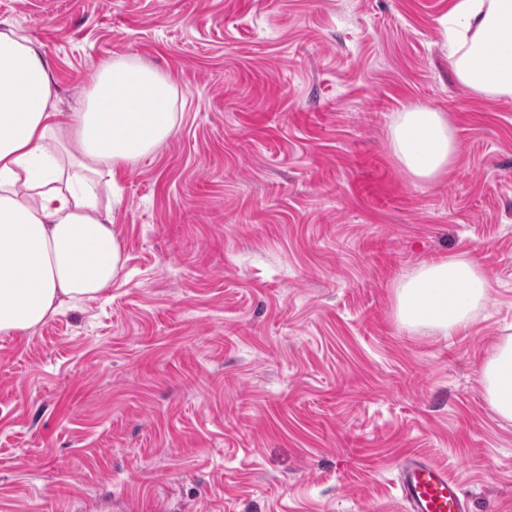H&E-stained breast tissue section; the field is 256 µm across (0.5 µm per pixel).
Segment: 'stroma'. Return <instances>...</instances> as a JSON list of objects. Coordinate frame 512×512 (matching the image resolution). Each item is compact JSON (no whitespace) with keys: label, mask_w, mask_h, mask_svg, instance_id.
Listing matches in <instances>:
<instances>
[{"label":"stroma","mask_w":512,"mask_h":512,"mask_svg":"<svg viewBox=\"0 0 512 512\" xmlns=\"http://www.w3.org/2000/svg\"><path fill=\"white\" fill-rule=\"evenodd\" d=\"M448 2L0 0L59 110L132 56L179 114L120 177L109 293L0 335V512H402L411 452L512 512V421L476 373L512 334V100L456 80ZM409 105L455 132L441 180L392 153ZM459 252L486 304L403 327L398 279Z\"/></svg>","instance_id":"35a3bbf8"}]
</instances>
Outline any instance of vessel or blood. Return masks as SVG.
<instances>
[{
    "label": "vessel or blood",
    "instance_id": "obj_1",
    "mask_svg": "<svg viewBox=\"0 0 512 512\" xmlns=\"http://www.w3.org/2000/svg\"><path fill=\"white\" fill-rule=\"evenodd\" d=\"M398 488L405 512H469L466 498L447 470L419 455L402 458Z\"/></svg>",
    "mask_w": 512,
    "mask_h": 512
}]
</instances>
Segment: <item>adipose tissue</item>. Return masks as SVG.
Here are the masks:
<instances>
[{
	"mask_svg": "<svg viewBox=\"0 0 512 512\" xmlns=\"http://www.w3.org/2000/svg\"><path fill=\"white\" fill-rule=\"evenodd\" d=\"M442 24L457 80L477 97L512 99V0H451ZM177 88L131 58L99 65L78 111L56 108L41 47L0 32V335L22 336L64 310L99 299L125 267L113 224L116 177L173 133ZM391 149L417 182L455 163L459 144L443 113L398 112ZM470 253L421 264L395 289L397 317L445 336L488 298ZM477 372L490 408L512 420V336Z\"/></svg>",
	"mask_w": 512,
	"mask_h": 512,
	"instance_id": "adipose-tissue-1",
	"label": "adipose tissue"
}]
</instances>
